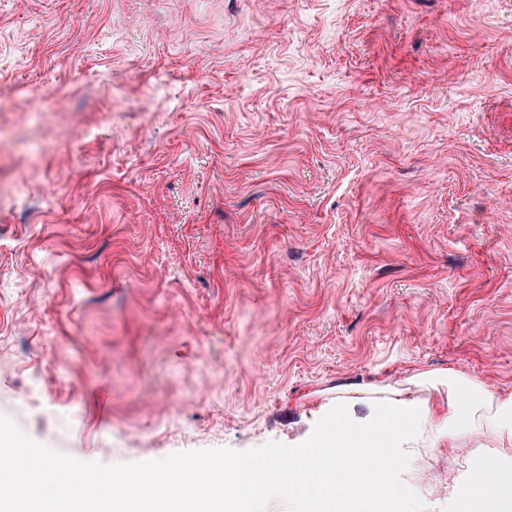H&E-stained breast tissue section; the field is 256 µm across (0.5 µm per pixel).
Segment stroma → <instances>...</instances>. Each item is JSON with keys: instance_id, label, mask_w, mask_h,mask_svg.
I'll return each mask as SVG.
<instances>
[{"instance_id": "35a3bbf8", "label": "stroma", "mask_w": 512, "mask_h": 512, "mask_svg": "<svg viewBox=\"0 0 512 512\" xmlns=\"http://www.w3.org/2000/svg\"><path fill=\"white\" fill-rule=\"evenodd\" d=\"M416 371L512 392V0H0V440L294 463Z\"/></svg>"}]
</instances>
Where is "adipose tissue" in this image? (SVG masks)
I'll list each match as a JSON object with an SVG mask.
<instances>
[{
    "label": "adipose tissue",
    "mask_w": 512,
    "mask_h": 512,
    "mask_svg": "<svg viewBox=\"0 0 512 512\" xmlns=\"http://www.w3.org/2000/svg\"><path fill=\"white\" fill-rule=\"evenodd\" d=\"M438 385L443 395L436 399L431 390ZM357 403L373 410L361 422L349 418ZM323 414L325 427L316 442L323 454L313 458L302 484L296 470L282 463L258 467L208 459L176 472L161 466L146 477L113 483L78 472L64 487L47 467L33 484V500L66 503L77 494L108 512H256L263 494L275 493L287 496L292 512H321L334 502L340 503V512H416L412 489L395 469L380 470L386 494L368 500L338 454L346 447L382 448L393 435L410 450L471 449L464 461L467 480L448 487V512H512L511 392L491 391L459 372L436 377L419 371L392 385L339 386Z\"/></svg>",
    "instance_id": "1"
}]
</instances>
